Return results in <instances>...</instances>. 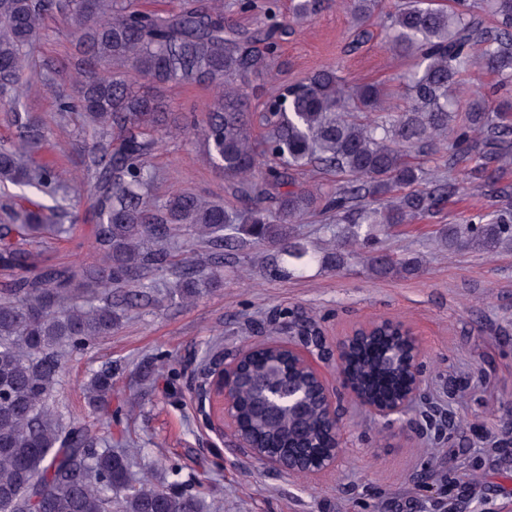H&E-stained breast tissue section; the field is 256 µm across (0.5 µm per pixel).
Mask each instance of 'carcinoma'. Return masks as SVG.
Instances as JSON below:
<instances>
[{"label": "carcinoma", "mask_w": 512, "mask_h": 512, "mask_svg": "<svg viewBox=\"0 0 512 512\" xmlns=\"http://www.w3.org/2000/svg\"><path fill=\"white\" fill-rule=\"evenodd\" d=\"M295 20L308 21L319 0H291ZM498 26L483 25L480 6L450 0H408L389 14L380 0H348L356 22L380 19L386 45L413 60L404 77L406 106L388 105L379 84L345 86L333 66L268 96L249 110V78L268 75L288 23L270 0L268 22L251 32L224 22V0H179L167 11H148L139 0H0V110L11 113L20 149L0 146V184L34 188L55 198L65 180L50 165H30L47 138L42 120L20 112L29 59L45 21L61 19L75 41V95L57 96L61 116L83 115L92 144L84 151L83 190L96 213L97 259L80 267L29 269L35 255L13 235L32 242L51 224L60 205L19 206L0 224V263L19 270L0 286V512H210L187 489L164 488L153 475L133 483L130 459L85 426L66 428L52 402L68 355L112 335L129 306L160 303L146 292L159 272L175 277L168 300L188 302L224 280V255L270 245L298 265L311 261L333 271L348 263L354 246L376 228L433 217L462 186L493 185L496 204L451 224L439 237L450 250L492 255L512 248V185L498 186L488 170L512 153V104L456 94L463 74L486 68L512 82V0H486ZM217 89L200 120L170 111L162 92L172 86ZM191 134L207 163L224 174L241 204L184 191L152 194L157 174L150 159L167 136ZM433 145L448 151L444 169L453 178L408 161L409 149ZM313 169L346 177L312 190L293 174ZM317 209L336 214L334 244L321 255L294 235V225ZM188 232L187 250L208 249L202 264L179 269L169 241ZM376 277L417 275L421 258L381 251L367 259ZM287 354L260 351L237 382L239 423L261 444L288 453V441L315 437L321 416L312 402L300 413L273 402L270 391L302 377L289 372ZM354 376L372 385L397 369L375 346L352 363ZM114 392L112 366L84 385L89 410L104 412Z\"/></svg>", "instance_id": "1"}]
</instances>
